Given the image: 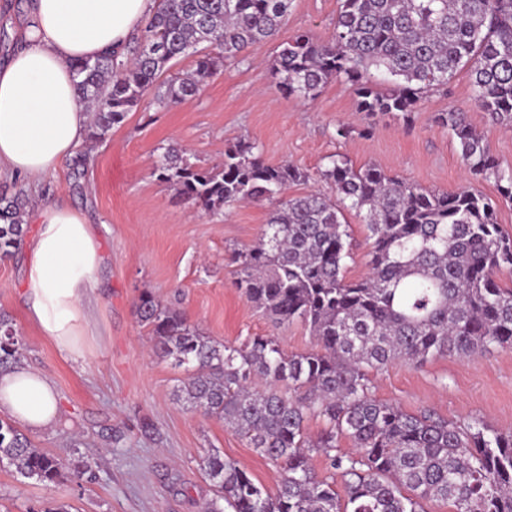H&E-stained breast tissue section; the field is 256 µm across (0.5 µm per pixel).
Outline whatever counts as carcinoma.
Masks as SVG:
<instances>
[{"label": "carcinoma", "mask_w": 512, "mask_h": 512, "mask_svg": "<svg viewBox=\"0 0 512 512\" xmlns=\"http://www.w3.org/2000/svg\"><path fill=\"white\" fill-rule=\"evenodd\" d=\"M292 2L160 0L128 60L101 56L74 65L77 93L92 106L90 140H104L171 63L194 54L193 73L168 81L155 100L167 106L195 96L224 62L274 37ZM460 67L469 69L478 106L511 128L512 0H342L332 39L296 33L271 74L286 97L313 101L340 80L366 117H405L424 94L447 88ZM433 121L451 132L474 178L495 181L499 199L469 187L440 193L334 155L320 177L335 185V198L292 196L288 188L309 181V172L265 163L248 140L228 146L222 165L211 169L173 149L156 162L160 180L208 211L240 202L269 208L258 242L234 253L237 288L276 321L306 324L320 346L287 354L268 336L227 346L142 293L137 315L154 353L186 366L177 399L224 420L282 471L271 494L235 461L206 454L201 465L216 494L202 512H423L422 502L434 498L451 512H512L511 433L478 419L407 413L371 395L369 371L394 361L512 347V287L497 280L512 270V237L497 221L498 200L512 203V168L501 166L466 113L450 108ZM28 204L22 190L0 193V259L20 249ZM346 210L362 215L370 232V276L355 282L344 275L353 255ZM21 357L13 323L0 313V371ZM256 377L268 387L253 389ZM311 417L324 423L314 439ZM343 437L356 452H339ZM313 451L340 475L344 495L316 474ZM4 463L45 485L100 479L96 464L40 450L14 421L0 418Z\"/></svg>", "instance_id": "carcinoma-1"}]
</instances>
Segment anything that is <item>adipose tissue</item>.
<instances>
[{
	"label": "adipose tissue",
	"instance_id": "adipose-tissue-1",
	"mask_svg": "<svg viewBox=\"0 0 512 512\" xmlns=\"http://www.w3.org/2000/svg\"><path fill=\"white\" fill-rule=\"evenodd\" d=\"M157 0H28L21 45L0 64V178L39 188L83 143L89 107L75 89L73 63L129 45ZM26 220L38 231L24 277L25 317L70 360L103 262L91 227L70 207L43 200ZM0 412L42 430L60 411L50 380L20 364L0 373Z\"/></svg>",
	"mask_w": 512,
	"mask_h": 512
}]
</instances>
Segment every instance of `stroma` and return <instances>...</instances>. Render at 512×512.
Masks as SVG:
<instances>
[{
    "label": "stroma",
    "mask_w": 512,
    "mask_h": 512,
    "mask_svg": "<svg viewBox=\"0 0 512 512\" xmlns=\"http://www.w3.org/2000/svg\"><path fill=\"white\" fill-rule=\"evenodd\" d=\"M339 9L340 0H293L277 35L225 64L199 94L166 107L146 97L106 140L79 147L89 159L82 175L68 161L42 182V198L81 213L99 238L105 261L92 304L95 331L83 337L82 356L73 362L27 322L23 250L0 262V312L12 318L24 342V362L49 378L58 399L60 420L31 432V440L63 458L77 452L94 460L100 480L44 485L0 467V512H44L60 502L72 512H201L214 496L200 466L211 448L268 492L280 484V469L244 437L176 401L174 390L186 372L152 353L148 330L138 320L136 304L147 290L179 309L202 335L224 344L269 336L290 354L316 348L307 326L273 322L235 285L237 268L229 256L259 239L267 207L241 203L210 212L183 200L153 173L167 149L183 150L190 163L212 168L223 162L227 146L256 142L266 163L290 162L309 171V182L291 185L293 195L334 196L333 184L318 172L338 155L353 167L374 164L432 190L473 184L497 197L495 182L473 181L455 138L432 120L434 113L460 109L501 165L512 167V128L496 124L475 104L467 69L458 70L447 90L424 95L409 117L384 116L371 127L346 83H327L311 102L276 91L270 67L281 45L299 30L330 39ZM342 123L352 128L344 139L336 135ZM370 378L377 400L406 412L478 418L512 431V349L422 364L396 361L371 371ZM145 420L153 433L142 430Z\"/></svg>",
    "instance_id": "stroma-1"
}]
</instances>
